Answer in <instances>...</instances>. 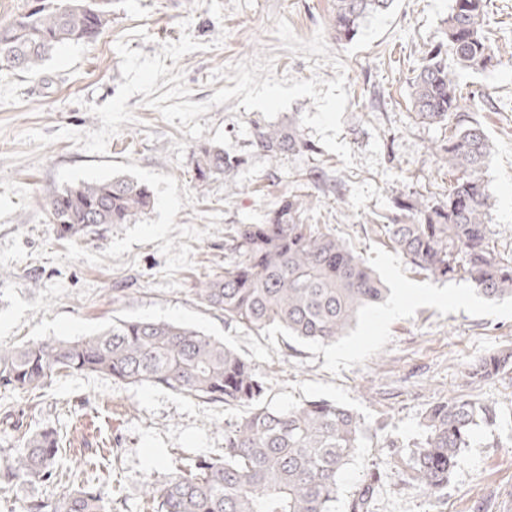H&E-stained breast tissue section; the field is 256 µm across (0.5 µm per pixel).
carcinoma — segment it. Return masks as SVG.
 I'll return each mask as SVG.
<instances>
[{
    "instance_id": "obj_1",
    "label": "carcinoma",
    "mask_w": 512,
    "mask_h": 512,
    "mask_svg": "<svg viewBox=\"0 0 512 512\" xmlns=\"http://www.w3.org/2000/svg\"><path fill=\"white\" fill-rule=\"evenodd\" d=\"M112 0H49L0 25V56L36 72L62 45L91 40L111 22ZM393 0H336V40L351 41L371 14ZM485 0H453L444 40L428 50L411 81L413 107L426 124L448 123L440 159L454 173L448 199L398 203L400 220L382 228L393 248L434 278L464 274L490 300L512 297V260L490 247L489 194L482 177L490 146L483 129L463 118L458 74L483 70L494 48L484 29ZM251 146L271 161L312 151L295 121L259 125ZM240 165L220 145L202 146L195 161L205 187ZM307 197H282L260 224H240L231 236L234 259L194 289L197 302L250 330L277 329L302 342H332L382 302L389 289L342 240L302 223ZM150 188L125 174L82 181L46 199L62 239L96 237L111 224H134L153 208ZM512 354L472 364L468 378L497 376ZM97 373L131 385L161 386L240 413L224 430V447L181 456L175 473L148 487L152 512H335L340 475L370 435L353 410L326 399L288 408L272 404L266 376L246 357L204 332L168 321L115 317L102 332L77 340L45 338L0 347V389L33 392L56 376ZM494 406L472 399L433 403L420 441L407 450L392 442L396 473L430 496L447 486L475 427L493 425ZM67 454L63 436L43 427L19 437L0 469V489L35 480L53 485ZM381 473L371 470L351 495L348 512H373ZM21 512H110L101 494L79 485L53 500L34 499Z\"/></svg>"
}]
</instances>
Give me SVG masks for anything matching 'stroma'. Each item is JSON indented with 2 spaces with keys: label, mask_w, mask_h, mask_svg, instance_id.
I'll return each mask as SVG.
<instances>
[{
  "label": "stroma",
  "mask_w": 512,
  "mask_h": 512,
  "mask_svg": "<svg viewBox=\"0 0 512 512\" xmlns=\"http://www.w3.org/2000/svg\"><path fill=\"white\" fill-rule=\"evenodd\" d=\"M496 51L458 77L471 122L491 150L483 171L491 246L512 258V0H486ZM335 0H112L90 42L60 47L36 73L0 66V346L93 335L121 316L181 323L233 346L285 408L327 399L372 429L341 477L345 512L364 472L385 479L376 512H512V372L472 382L468 367L512 351V298L489 300L463 275L437 280L391 247L381 225L400 199L445 200L452 181L435 149L447 124H423L410 79L440 41L452 0H395L350 42L330 26ZM296 118L313 147L270 163L256 126ZM242 156L205 188L195 151ZM124 173L150 187L153 209L102 238L58 239L44 207L70 183ZM305 194L303 221L343 240L382 278L389 303L336 342H286L225 321L197 303L199 279L232 258L228 235L261 223L285 194ZM403 311L392 317L390 303ZM495 405L459 453L442 497L402 482L387 443L422 436L428 408L448 397ZM20 430L64 433L73 473L87 472L112 512H148L149 484L175 459L220 448L234 411L159 386L95 373L33 392L0 390V415Z\"/></svg>",
  "instance_id": "stroma-1"
}]
</instances>
